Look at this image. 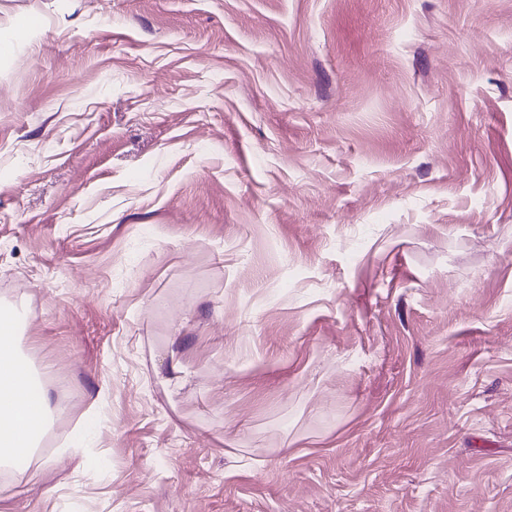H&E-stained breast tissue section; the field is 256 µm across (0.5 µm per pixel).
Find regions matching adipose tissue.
<instances>
[{
	"label": "adipose tissue",
	"mask_w": 512,
	"mask_h": 512,
	"mask_svg": "<svg viewBox=\"0 0 512 512\" xmlns=\"http://www.w3.org/2000/svg\"><path fill=\"white\" fill-rule=\"evenodd\" d=\"M33 376L17 356L14 315L0 309V465L32 456L50 413L48 396L32 397Z\"/></svg>",
	"instance_id": "1"
}]
</instances>
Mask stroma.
Returning a JSON list of instances; mask_svg holds the SVG:
<instances>
[{"mask_svg": "<svg viewBox=\"0 0 512 512\" xmlns=\"http://www.w3.org/2000/svg\"><path fill=\"white\" fill-rule=\"evenodd\" d=\"M1 305L0 512H512V0H0ZM14 315L0 309V465L34 454L50 413L49 398L30 395L33 376L17 356Z\"/></svg>", "mask_w": 512, "mask_h": 512, "instance_id": "1", "label": "stroma"}]
</instances>
